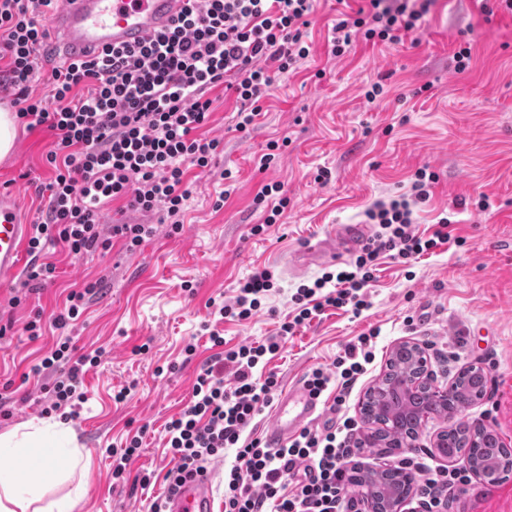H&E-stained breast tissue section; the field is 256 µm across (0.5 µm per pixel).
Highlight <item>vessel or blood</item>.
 <instances>
[{
  "label": "vessel or blood",
  "mask_w": 512,
  "mask_h": 512,
  "mask_svg": "<svg viewBox=\"0 0 512 512\" xmlns=\"http://www.w3.org/2000/svg\"><path fill=\"white\" fill-rule=\"evenodd\" d=\"M185 0H63L50 19L57 34L58 61L83 60L103 49L143 41L171 24ZM30 227L18 198L0 191V288L20 278ZM322 401L305 384L278 399L266 433L272 447L285 445L322 414ZM214 474L204 470L186 479L166 504V512H214Z\"/></svg>",
  "instance_id": "vessel-or-blood-1"
}]
</instances>
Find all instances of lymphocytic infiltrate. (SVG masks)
I'll use <instances>...</instances> for the list:
<instances>
[{"instance_id": "f902f5d3", "label": "lymphocytic infiltrate", "mask_w": 512, "mask_h": 512, "mask_svg": "<svg viewBox=\"0 0 512 512\" xmlns=\"http://www.w3.org/2000/svg\"><path fill=\"white\" fill-rule=\"evenodd\" d=\"M173 23L133 46L112 47L85 61L61 64L50 74L48 97L30 95L38 54L50 32L48 20L60 0H0V101H7L27 129L44 127L55 139L45 161L52 170L46 184L48 203L32 222L30 259L20 287L33 292L54 277L47 249L58 246L83 257L108 249L112 239L135 250L152 237L151 224H116L104 238L103 204L119 201L144 213L160 209L172 230H179L191 196L190 170H209L222 139L203 132L212 101L223 88L240 103L236 130L258 115L257 104L273 83L274 73L298 69L309 54L305 30L315 0H186ZM369 6L339 20L332 52L344 55L355 37L393 45L415 37L435 0H368ZM435 172L419 168L409 193L377 201L366 216L375 235L346 267L301 285L292 300L293 320L279 337L225 347L218 332L209 340L220 352L203 365L185 408L165 426L175 464L165 476L166 493L184 477L204 469L225 449L236 451L235 465L224 474V512H354L346 496L351 419L338 427L303 429L280 448L246 437L255 416L273 401L279 386L275 372L260 375L282 337L330 308L361 313L369 306V288L379 261L392 255L407 264L450 241V221L441 218L431 234L416 232L413 209L430 197ZM268 270L255 272L222 317L247 320L261 308L273 286ZM372 335L348 342L333 370L313 369L307 385L317 394H336L332 412L344 407L355 382L373 361ZM103 349L74 355L70 339L57 343L35 373H46L47 411L68 410L77 418L85 401L86 367L97 366ZM423 476L427 512H441V489L467 493L472 476L464 466L426 468L403 461Z\"/></svg>"}]
</instances>
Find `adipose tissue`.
Wrapping results in <instances>:
<instances>
[{"instance_id":"1","label":"adipose tissue","mask_w":512,"mask_h":512,"mask_svg":"<svg viewBox=\"0 0 512 512\" xmlns=\"http://www.w3.org/2000/svg\"><path fill=\"white\" fill-rule=\"evenodd\" d=\"M62 433L59 423L43 420L31 431L0 436V458L5 461L0 467V512H74L82 488L49 502L40 494L41 487L59 476L55 459Z\"/></svg>"}]
</instances>
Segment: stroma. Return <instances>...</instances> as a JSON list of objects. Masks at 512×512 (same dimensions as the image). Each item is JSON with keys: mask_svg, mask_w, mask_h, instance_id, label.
<instances>
[{"mask_svg": "<svg viewBox=\"0 0 512 512\" xmlns=\"http://www.w3.org/2000/svg\"><path fill=\"white\" fill-rule=\"evenodd\" d=\"M357 0H319L307 30L309 56L295 72L277 75L262 110L247 131L234 129L236 101L215 89L208 136L224 141L210 172L197 174L179 233L161 212L104 207L101 222L152 224L156 234L135 251L122 240L82 258L51 254L54 281L40 293L13 303V289L0 288V434L42 420L40 387L34 375L60 335L78 353L105 348L98 366L84 376L86 401L75 419L62 421L82 453L86 469H73L68 455L56 465L62 475L45 489V500L83 485L76 512H149L173 465L164 427L191 399L196 375L214 350L210 331L227 346L276 335L291 320L296 289L312 284L335 262L313 260L295 266V256L330 237L336 225L360 224L374 232L365 215L373 202L407 192L415 171L438 175L428 201L415 209L419 230L449 218L451 242L411 267L382 259L361 315L327 311L294 336L268 363L281 388L312 369L332 368L344 346L377 330L375 360L347 398L344 416L361 421L358 402L386 368L392 346L405 338L428 345L439 381L478 363L490 374L485 399L467 415L482 419L512 446V12L485 16L480 0H436L424 17L417 42L390 45L357 40L340 57L330 53L331 32ZM475 47L469 70L454 69L453 54L463 40ZM385 92L368 102L370 84ZM54 136L47 128L18 126L11 152L0 158V189L17 194L25 219L41 200L39 186L51 178L43 162ZM270 164H263V157ZM231 172L223 180L221 172ZM281 183L289 203L276 223L265 218L277 197L257 203L264 185ZM492 203L481 211V195ZM263 225L253 234L254 225ZM268 269L274 286L261 310L244 321L222 319L216 305L230 302L253 272ZM92 282L80 318L65 330L52 324L71 289ZM40 317L42 334L29 340L26 324ZM197 354L185 360L184 349ZM126 391L115 402L118 391ZM448 419H429L416 447L364 452L367 469L425 459L444 468L448 459L433 449ZM142 446L126 481L112 478L111 452L134 435ZM152 476L149 488L136 477ZM447 512H512V478L498 485L473 481L466 494L450 498Z\"/></svg>", "mask_w": 512, "mask_h": 512, "instance_id": "35a3bbf8", "label": "stroma"}]
</instances>
